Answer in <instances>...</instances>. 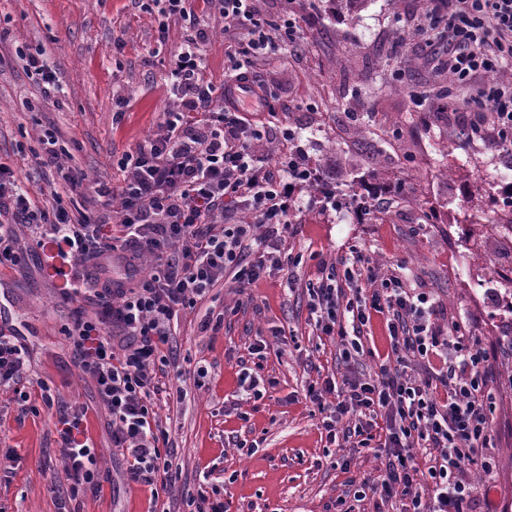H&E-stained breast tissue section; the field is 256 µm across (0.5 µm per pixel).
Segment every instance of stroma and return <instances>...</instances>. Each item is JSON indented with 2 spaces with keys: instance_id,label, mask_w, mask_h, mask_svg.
Here are the masks:
<instances>
[{
  "instance_id": "obj_1",
  "label": "stroma",
  "mask_w": 512,
  "mask_h": 512,
  "mask_svg": "<svg viewBox=\"0 0 512 512\" xmlns=\"http://www.w3.org/2000/svg\"><path fill=\"white\" fill-rule=\"evenodd\" d=\"M328 0H257L261 21L275 47L255 61L252 80L269 82L280 111L252 113L254 124L273 122L255 151L277 165L279 132L289 131L305 161L325 184L345 188L340 208L313 204L293 211L277 244L278 269L245 291L231 278L182 311L165 359L154 377L155 412L170 449L168 487L128 480L126 463L112 446V425L95 384L78 368L68 329L91 302L63 301L57 280L46 272L42 251L29 247V231L16 225L21 260L0 266V325L14 329L32 351L31 377L55 395L46 406L31 388L27 406L12 390H0V512H190L202 479L223 490L228 512H382L380 498L355 499L363 483L378 481L383 464L355 440L328 441L323 414L306 390L327 375L372 378L377 353L386 351L380 325H373L367 355L343 362L339 340L321 334L310 317L308 287L319 272L340 266L350 248L364 258L362 288L373 290L391 274L432 293L441 329L463 323L470 343L490 350L486 392L495 439L483 454L489 472L473 475L475 512H512V315L504 312L506 283L489 273L512 265V252L489 253L488 224L461 217L476 198L467 180L439 176L442 166L472 158L470 177H488L497 166L481 139L458 137L441 119L433 98L418 99L415 85L447 89L458 102L476 97L479 86H461L426 54L422 36L399 43L426 9L424 0H362L354 13L328 19ZM194 0L190 20L171 22L157 45L159 15L139 0H0V162L15 172L31 198L74 211L117 217L118 201H104L59 180L38 165L42 140L54 132L62 160L74 174L120 186L119 161L163 129L170 107L168 60L191 24L206 23L205 71L223 82L231 65L229 35L217 16ZM303 16L309 38L298 45L284 36L290 17ZM41 51L47 74L30 70L24 56ZM405 69L407 80L395 77ZM369 123L366 139L385 149L382 174L369 176L370 160L353 135L356 120ZM387 201L382 214L365 213L370 195ZM267 340L263 359L252 353ZM259 371L262 399L238 402L239 379ZM87 409L78 439L97 456L99 491L70 499V482L58 448L59 408ZM262 441L259 452L245 444ZM348 462L335 468L336 459Z\"/></svg>"
}]
</instances>
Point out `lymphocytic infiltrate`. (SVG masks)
Segmentation results:
<instances>
[{"mask_svg": "<svg viewBox=\"0 0 512 512\" xmlns=\"http://www.w3.org/2000/svg\"><path fill=\"white\" fill-rule=\"evenodd\" d=\"M218 13L234 37L227 54L234 62L230 78L247 77L253 58L271 39L255 13L254 0H203ZM439 31L436 49L442 68L465 83L512 61V0H431L416 26ZM207 27L194 28L172 62L176 110L167 112L164 130L139 144L123 168L119 189L98 181L95 195L121 199L118 231L102 216L72 215L60 207L36 205L0 164V265L12 261L13 227L30 226L37 248L55 247L70 265L72 278L61 292L73 301L92 295L93 314L77 320L69 336L80 367L94 382L100 404L112 420V445L127 457L130 480L154 484L172 462L163 456L154 429L155 387L152 369L171 335L180 310L205 299L224 276L247 288L267 272L255 247L269 245L288 228L296 188L317 182L318 174L300 160L301 148L289 142L276 169L257 164L252 144L261 131L248 122L243 104L226 105L209 80L200 48ZM489 123H475L477 133L512 143V83L484 85L477 96ZM245 208L252 222L214 220ZM155 266L150 278L137 276L143 258ZM322 274L310 289V314L322 334L341 339V358L363 354L362 337L373 317L385 322L390 349L375 378L327 376L309 387L313 402L328 416L323 427L335 439L343 418L362 447L376 445L386 458L382 479L372 485L382 501L399 497V512H473L471 473L486 469L482 449L492 443L493 425L485 395L488 354L466 345V328L455 324L441 333L433 321L437 306L424 292L409 289L402 277L385 279L371 296L355 288L343 298L340 281L353 283L355 264ZM124 277H108L111 264ZM29 347L0 327V389H17L27 378ZM424 368L407 376L410 363ZM61 459L72 494L98 488L91 446L73 429L81 418L63 411ZM424 449L427 467L416 461Z\"/></svg>", "mask_w": 512, "mask_h": 512, "instance_id": "obj_1", "label": "lymphocytic infiltrate"}]
</instances>
